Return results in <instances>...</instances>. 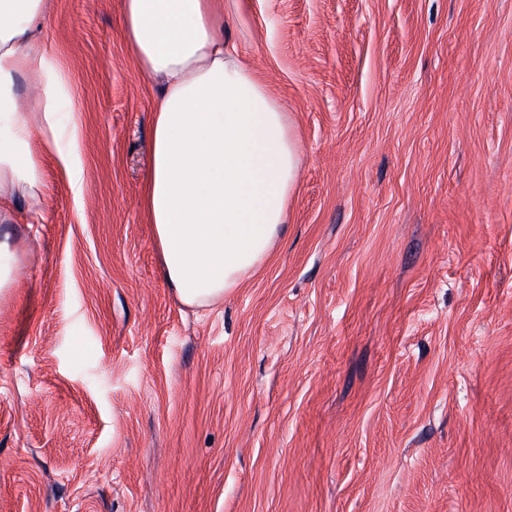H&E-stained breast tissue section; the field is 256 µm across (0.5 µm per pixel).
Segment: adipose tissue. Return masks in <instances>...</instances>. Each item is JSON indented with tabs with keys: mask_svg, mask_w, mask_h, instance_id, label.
I'll return each mask as SVG.
<instances>
[{
	"mask_svg": "<svg viewBox=\"0 0 512 512\" xmlns=\"http://www.w3.org/2000/svg\"><path fill=\"white\" fill-rule=\"evenodd\" d=\"M49 0H0V223L42 218V161L83 195L70 77L44 32ZM224 0H122L141 71L160 85L139 204L164 279L204 306L253 271L288 222L301 157L288 114L244 62ZM25 82L26 94L16 85Z\"/></svg>",
	"mask_w": 512,
	"mask_h": 512,
	"instance_id": "obj_1",
	"label": "adipose tissue"
}]
</instances>
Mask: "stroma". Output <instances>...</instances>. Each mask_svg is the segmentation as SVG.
<instances>
[{
    "label": "stroma",
    "mask_w": 512,
    "mask_h": 512,
    "mask_svg": "<svg viewBox=\"0 0 512 512\" xmlns=\"http://www.w3.org/2000/svg\"><path fill=\"white\" fill-rule=\"evenodd\" d=\"M120 3L51 0L84 192L46 158L0 223V512H512V0H224L302 164L207 307L138 205ZM16 253L8 240L0 242V296L13 288Z\"/></svg>",
    "instance_id": "obj_1"
}]
</instances>
